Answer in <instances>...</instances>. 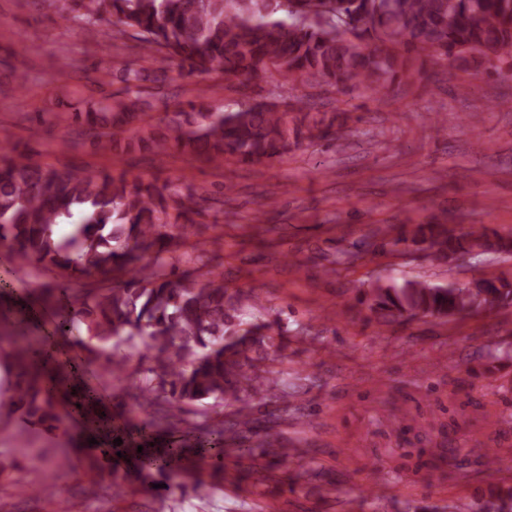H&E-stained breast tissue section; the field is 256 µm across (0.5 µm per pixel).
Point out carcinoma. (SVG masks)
Here are the masks:
<instances>
[{
    "mask_svg": "<svg viewBox=\"0 0 512 512\" xmlns=\"http://www.w3.org/2000/svg\"><path fill=\"white\" fill-rule=\"evenodd\" d=\"M52 12H74L85 26L130 37L145 54L178 62L191 74L221 72L248 87L274 70L284 82L326 84L343 94L377 90L389 78H424L423 56L475 63L498 74L512 62V0H41ZM324 17L306 25L298 13ZM141 71L127 68L118 95L99 89L85 112L72 118L82 135L106 152L174 147L222 165L273 162L320 133L336 117L314 116L299 104L245 103L226 112L189 102L191 111L167 112L161 122L145 111ZM199 197L101 170L63 173L24 151L0 152V244L16 267L53 280L66 315L58 330L84 335L85 355L65 362L28 344L11 354L20 367L13 393L0 400V422L16 407L28 423L57 429L63 371L92 367L122 381L137 377L131 405L150 415L141 434L163 428L174 434L164 456L148 454L158 472L180 459L183 414L210 401L232 409L211 431L203 452L224 467V447L241 442L253 401L283 404L296 394L281 372L266 364L268 352L287 347L288 327L269 319L253 292L232 290L203 263L195 276L177 272L175 240L190 222ZM60 224L69 226L63 236ZM429 256L447 263L474 249L511 252L512 242L491 239L483 228L462 238L445 224L417 230ZM368 318L381 324L432 317L448 320L512 304V283L478 280L466 286L412 278L375 282L362 290ZM70 455L53 460L38 484L55 495ZM477 512H512V485L490 492Z\"/></svg>",
    "mask_w": 512,
    "mask_h": 512,
    "instance_id": "obj_1",
    "label": "carcinoma"
}]
</instances>
